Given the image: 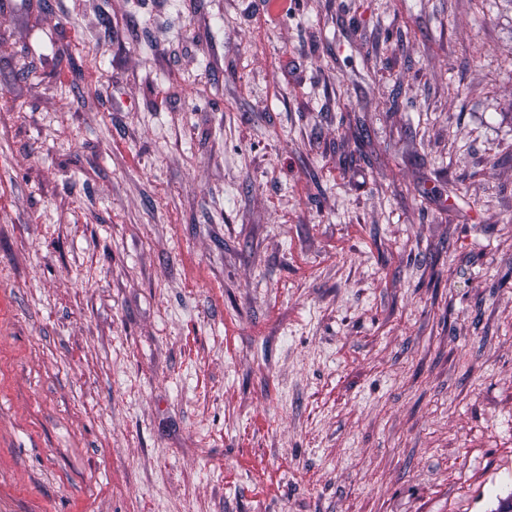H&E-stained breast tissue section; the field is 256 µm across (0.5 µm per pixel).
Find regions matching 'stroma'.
<instances>
[{
  "label": "stroma",
  "mask_w": 512,
  "mask_h": 512,
  "mask_svg": "<svg viewBox=\"0 0 512 512\" xmlns=\"http://www.w3.org/2000/svg\"><path fill=\"white\" fill-rule=\"evenodd\" d=\"M511 496L512 0H0V512Z\"/></svg>",
  "instance_id": "obj_1"
}]
</instances>
